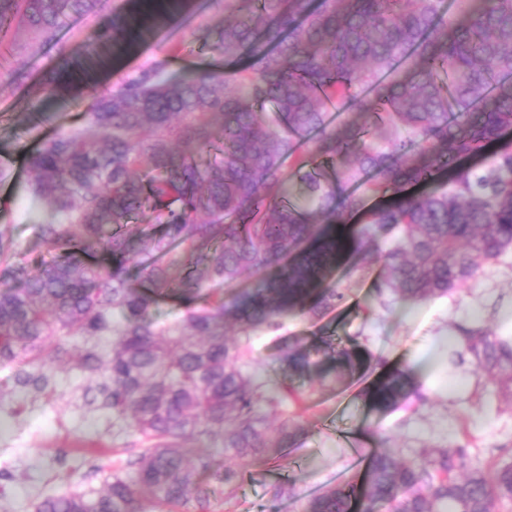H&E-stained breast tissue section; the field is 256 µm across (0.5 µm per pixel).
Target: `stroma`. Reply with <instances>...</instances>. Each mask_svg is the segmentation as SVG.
<instances>
[{
	"instance_id": "35a3bbf8",
	"label": "stroma",
	"mask_w": 512,
	"mask_h": 512,
	"mask_svg": "<svg viewBox=\"0 0 512 512\" xmlns=\"http://www.w3.org/2000/svg\"><path fill=\"white\" fill-rule=\"evenodd\" d=\"M139 9L138 0H100L98 14L72 18L57 45L32 56L24 49L0 53V224L13 228V263L49 258L36 226L45 218L29 193L32 172L25 156L42 138L80 123L89 99L120 84L175 44L184 54L173 59L172 71L224 69L222 57L204 49L215 40L224 16L222 0L168 2L152 32L117 53L84 80L58 71L60 55L82 62L94 45L101 18L125 7ZM18 69L29 83L55 76L57 93L32 100L25 87L7 73ZM382 262L344 276L346 302L322 319L288 318L282 333L254 338L250 373L268 385L287 383L300 402L287 412L306 422L308 433L299 447L269 461L238 463L242 481L233 508L215 501L213 512H304L309 500L325 489L360 480L372 453L394 450L416 457L424 445L468 444L471 454L495 462H512V406L479 405L471 401L470 367L448 366L446 336L452 321L479 320L507 333L500 312L512 307V267H492L454 300L422 303L412 316L379 315L376 284ZM316 346L323 340L360 355L356 368L335 357L315 356L308 372L286 375L272 365L281 339ZM417 360L430 361L428 400L417 409H378L364 397L382 372ZM15 365H0V512H35L44 497L66 490L99 491L112 473L122 470L137 449V437L112 424V413L86 406L87 378L64 365L53 370L52 391L34 394L15 383ZM291 486L289 496L272 500L273 485Z\"/></svg>"
}]
</instances>
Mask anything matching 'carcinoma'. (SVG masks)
Listing matches in <instances>:
<instances>
[{
    "instance_id": "1",
    "label": "carcinoma",
    "mask_w": 512,
    "mask_h": 512,
    "mask_svg": "<svg viewBox=\"0 0 512 512\" xmlns=\"http://www.w3.org/2000/svg\"><path fill=\"white\" fill-rule=\"evenodd\" d=\"M99 0H0V30L22 34L36 54L58 42L75 15ZM112 13L102 49L140 29ZM209 48L234 71L174 73V48L123 83L93 96L82 122L43 139L29 159L30 193L47 212L36 225L54 253L36 270L10 264L13 237L0 224V364L38 366L17 383L42 393L64 341L83 345L73 367L91 381L90 403L138 435L141 449L99 492L47 497L36 512H210L229 502L241 472L214 462L200 437L244 462L299 445L305 424L283 416L288 387L245 371L249 349L224 338L277 330L290 314L320 319L347 298L329 273L348 250L355 267L378 258L385 239L381 306L452 297L512 255V0H224ZM270 110H265V107ZM218 151V162L202 156ZM485 153L481 169L459 162ZM306 200L288 199V184ZM434 183L427 193L407 187ZM371 198L385 200L366 210ZM367 212L365 224H346ZM149 213L140 235L147 289L134 286L139 252L127 226ZM101 251L103 264L84 255ZM260 284L228 297L243 272ZM187 307L179 324L153 318L157 300ZM458 344L448 364L472 366L476 395L512 405V336L481 322L448 325ZM274 363L303 373L312 351L291 345ZM369 400L393 408L426 401L406 372L371 385ZM369 510L500 512L512 504V463L489 464L464 445H427L411 460L375 452L359 485L331 487L305 512H351L354 490Z\"/></svg>"
}]
</instances>
